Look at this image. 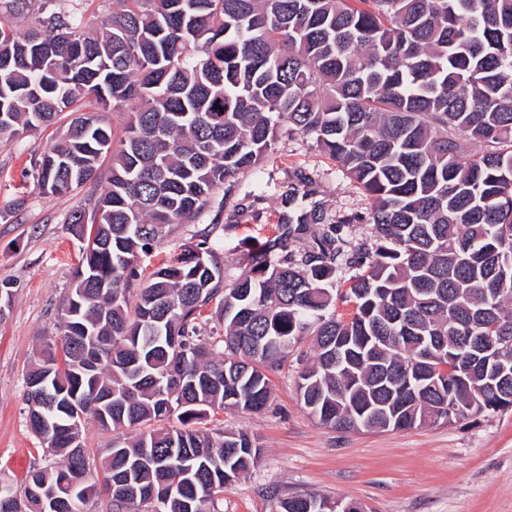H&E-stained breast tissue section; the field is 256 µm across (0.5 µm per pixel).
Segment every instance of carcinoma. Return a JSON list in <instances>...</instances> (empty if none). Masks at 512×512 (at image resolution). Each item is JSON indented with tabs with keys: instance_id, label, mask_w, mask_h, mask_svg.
I'll use <instances>...</instances> for the list:
<instances>
[{
	"instance_id": "1",
	"label": "carcinoma",
	"mask_w": 512,
	"mask_h": 512,
	"mask_svg": "<svg viewBox=\"0 0 512 512\" xmlns=\"http://www.w3.org/2000/svg\"><path fill=\"white\" fill-rule=\"evenodd\" d=\"M122 107L117 140L100 113ZM63 112L79 116L32 166L42 193L67 196L112 165L67 217L86 244L61 335L26 376L30 430L41 439L51 420L45 447L63 462L0 493V512H89L103 492L110 512H216L257 448L190 420L263 410L270 374L308 337L298 394L322 426L404 430L512 407V0H112L95 26L66 0H0V139ZM285 126L369 197L371 242L330 224L296 253L299 224L280 257L251 256L227 288L202 240L131 301L138 252L259 168ZM214 302L220 354L202 318ZM497 336L511 346L483 363L448 362ZM428 347L437 359H420ZM80 411L104 430L181 426L112 441L99 485Z\"/></svg>"
}]
</instances>
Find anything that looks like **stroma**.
<instances>
[{
	"instance_id": "stroma-1",
	"label": "stroma",
	"mask_w": 512,
	"mask_h": 512,
	"mask_svg": "<svg viewBox=\"0 0 512 512\" xmlns=\"http://www.w3.org/2000/svg\"><path fill=\"white\" fill-rule=\"evenodd\" d=\"M69 116L0 142V289L10 304L0 317V482L21 488L32 467L58 465L27 425L25 376L41 342L60 333L63 300L81 259V239L69 212L100 195L104 182L72 195L41 193L31 166L67 128ZM309 182L288 200L296 175ZM371 201L314 140L281 136L261 168L240 173L192 224H178L140 254L130 288L138 294L154 271L207 235L232 283L263 250L303 219L310 232L290 239L302 250L323 224H336L352 243L369 241ZM298 365L288 358L272 373L273 393L262 411L210 410L194 428L247 433L260 449L257 464L225 489L217 512H276L282 499L316 493L357 504L362 512H512V409L469 415L449 424L388 431L340 432L309 414L297 392ZM92 476L103 474L107 449L120 432L81 425Z\"/></svg>"
}]
</instances>
